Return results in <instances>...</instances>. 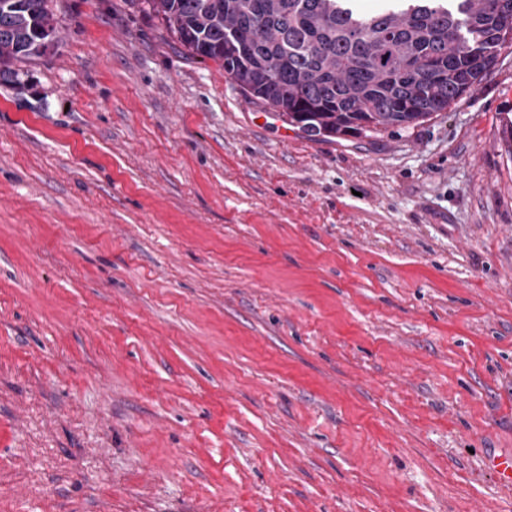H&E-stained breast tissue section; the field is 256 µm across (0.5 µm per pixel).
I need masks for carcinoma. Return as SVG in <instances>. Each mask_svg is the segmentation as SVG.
I'll return each mask as SVG.
<instances>
[{"label":"carcinoma","instance_id":"1","mask_svg":"<svg viewBox=\"0 0 512 512\" xmlns=\"http://www.w3.org/2000/svg\"><path fill=\"white\" fill-rule=\"evenodd\" d=\"M51 0H0V81L55 47ZM196 57L312 140L407 127L472 93L512 45V0H145Z\"/></svg>","mask_w":512,"mask_h":512}]
</instances>
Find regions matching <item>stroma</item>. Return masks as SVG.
Here are the masks:
<instances>
[{"label":"stroma","mask_w":512,"mask_h":512,"mask_svg":"<svg viewBox=\"0 0 512 512\" xmlns=\"http://www.w3.org/2000/svg\"><path fill=\"white\" fill-rule=\"evenodd\" d=\"M0 83V512H512V46L307 138L138 0Z\"/></svg>","instance_id":"stroma-1"}]
</instances>
